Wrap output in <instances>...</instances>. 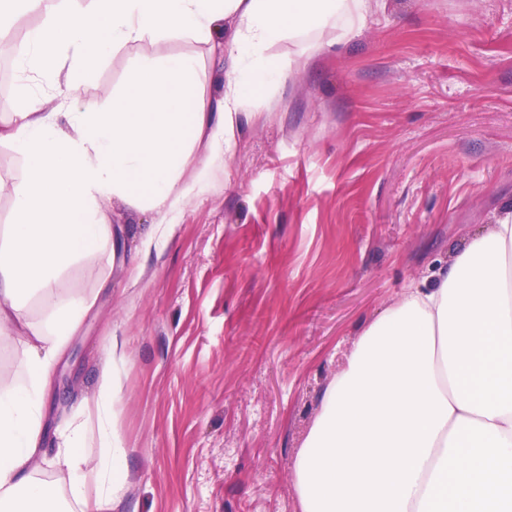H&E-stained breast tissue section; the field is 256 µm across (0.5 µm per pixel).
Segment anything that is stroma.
<instances>
[{
    "label": "stroma",
    "instance_id": "1",
    "mask_svg": "<svg viewBox=\"0 0 512 512\" xmlns=\"http://www.w3.org/2000/svg\"><path fill=\"white\" fill-rule=\"evenodd\" d=\"M111 53L84 90L111 106L144 56ZM236 153L150 251V215L107 210L139 283L108 256L62 295L96 300L56 365L46 440L73 417L98 461L96 379L111 364L127 484L112 512H298L293 463L363 328L512 211V0H385L340 48L247 100ZM108 288H101V281Z\"/></svg>",
    "mask_w": 512,
    "mask_h": 512
}]
</instances>
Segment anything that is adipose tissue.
Here are the masks:
<instances>
[{"label": "adipose tissue", "mask_w": 512, "mask_h": 512, "mask_svg": "<svg viewBox=\"0 0 512 512\" xmlns=\"http://www.w3.org/2000/svg\"><path fill=\"white\" fill-rule=\"evenodd\" d=\"M42 21L27 29L15 64L47 76L60 106L26 81L0 114V142L23 161L11 186L14 219L0 240V321L26 346L28 382L0 372V512H52L54 489L32 475L46 453L44 393L93 299L56 283L78 260L116 254L100 204L151 212L143 249L171 230L236 148L255 88L297 67L269 46L315 33L310 53L342 45L384 0H22ZM207 44L221 56L223 91L202 100L189 54L147 59L130 91L102 108L82 91L111 52L162 37ZM38 297L44 323L31 321ZM111 368L98 377L105 458L81 453L72 421L57 448L84 512H102L125 481ZM299 512H512V211L467 233L450 265L362 330L293 467Z\"/></svg>", "instance_id": "obj_1"}]
</instances>
